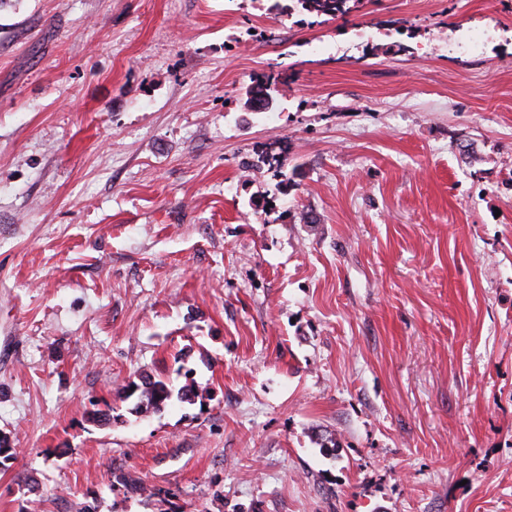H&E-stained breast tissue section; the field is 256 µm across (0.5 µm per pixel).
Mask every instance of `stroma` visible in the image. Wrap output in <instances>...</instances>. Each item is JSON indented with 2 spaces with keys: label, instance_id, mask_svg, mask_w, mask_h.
<instances>
[{
  "label": "stroma",
  "instance_id": "1",
  "mask_svg": "<svg viewBox=\"0 0 512 512\" xmlns=\"http://www.w3.org/2000/svg\"><path fill=\"white\" fill-rule=\"evenodd\" d=\"M0 439V512H512V0L1 6ZM286 4L275 2L273 9L285 14L306 12L318 18H344L358 8L362 0H289ZM273 83L265 74H258L253 78L252 85L246 89L248 102L254 110H257L258 105L266 102L267 98H271L273 104L272 87ZM138 394V403L136 404V413L143 408L145 411L149 409L160 411L175 396L180 402L194 404L199 398L198 387L194 382H188L179 389L175 390L163 380L160 376L152 374H142L140 376V384L133 382L128 386V397Z\"/></svg>",
  "mask_w": 512,
  "mask_h": 512
}]
</instances>
